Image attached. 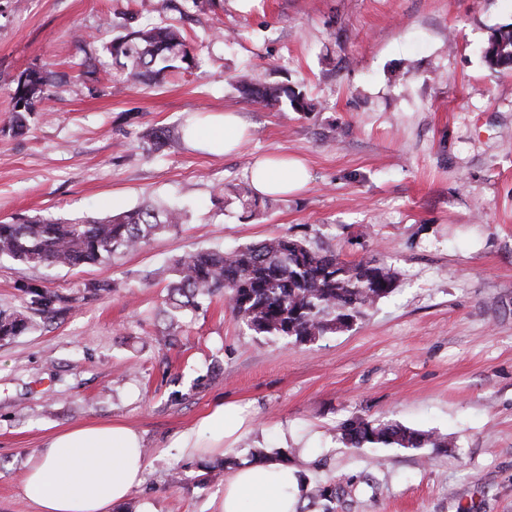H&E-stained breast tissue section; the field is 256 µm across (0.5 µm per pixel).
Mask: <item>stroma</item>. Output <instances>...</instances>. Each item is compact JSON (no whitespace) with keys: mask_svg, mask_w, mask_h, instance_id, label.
Listing matches in <instances>:
<instances>
[{"mask_svg":"<svg viewBox=\"0 0 512 512\" xmlns=\"http://www.w3.org/2000/svg\"><path fill=\"white\" fill-rule=\"evenodd\" d=\"M181 27L199 66L130 81L106 45ZM512 0H0V221L102 217L177 204L191 223L79 269L0 258V309L32 319L0 341V512H36L29 456L54 431L122 422L143 437L142 484L112 512H212L225 476L296 468L306 488L351 482L341 512H512V68L483 48ZM52 72L47 108L8 130L9 90ZM303 89L314 111L243 99L239 72ZM239 113L237 153L182 138L188 118ZM163 127L180 142L155 153ZM305 160L311 180L257 215L215 200L255 159ZM283 234L377 258L399 286L310 343L257 336L216 297L169 327L186 252ZM58 295L35 312L31 289ZM218 401L249 421L231 448L188 455L177 433ZM351 417L449 436L448 448L341 442ZM303 435L298 447L293 435Z\"/></svg>","mask_w":512,"mask_h":512,"instance_id":"35a3bbf8","label":"stroma"}]
</instances>
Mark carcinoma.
Segmentation results:
<instances>
[{
    "instance_id": "carcinoma-1",
    "label": "carcinoma",
    "mask_w": 512,
    "mask_h": 512,
    "mask_svg": "<svg viewBox=\"0 0 512 512\" xmlns=\"http://www.w3.org/2000/svg\"><path fill=\"white\" fill-rule=\"evenodd\" d=\"M133 81L156 79L169 70L196 66L183 32L173 24L134 29L113 38L107 46ZM492 67H512V24L497 29L483 50ZM48 77L39 70L21 74L11 93L12 129L24 127L25 113L49 100ZM244 99L279 107L283 112H310L314 104L301 90L270 84L249 74L236 78ZM155 151L174 147L177 139L161 129L148 134ZM251 213L260 206L249 187L228 184L218 190ZM189 219L178 206H141L103 218L58 219L36 215L19 224H0V257L29 265L68 268L107 262L149 243L156 231ZM166 304L170 322L184 310L196 311L202 302L223 297L235 318L258 336L314 342L351 327L366 309L391 295L398 276L375 260L343 261L335 252L313 247L305 239L274 236L233 249L201 248L181 256L170 268ZM31 327L25 315L0 311V341ZM342 439L353 448L365 444L400 448H446L448 438L435 431H414L396 423L362 417L342 425ZM316 512H336V487H320L312 495Z\"/></svg>"
}]
</instances>
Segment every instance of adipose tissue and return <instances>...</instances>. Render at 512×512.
<instances>
[{"mask_svg":"<svg viewBox=\"0 0 512 512\" xmlns=\"http://www.w3.org/2000/svg\"><path fill=\"white\" fill-rule=\"evenodd\" d=\"M248 134L234 112L213 114L186 128L193 144L224 155ZM308 180L305 165L285 157L257 159L250 171L251 185L262 196L295 193ZM242 426L237 408L218 402L176 442L192 452H220ZM146 467L142 438L134 428L118 422L79 424L51 435L31 456L22 486L37 512H112L142 482ZM300 495L294 468L255 463L240 467L225 481L214 512H295Z\"/></svg>","mask_w":512,"mask_h":512,"instance_id":"obj_1","label":"adipose tissue"}]
</instances>
